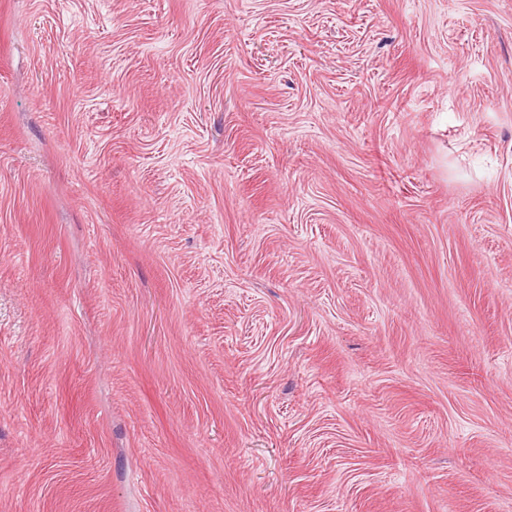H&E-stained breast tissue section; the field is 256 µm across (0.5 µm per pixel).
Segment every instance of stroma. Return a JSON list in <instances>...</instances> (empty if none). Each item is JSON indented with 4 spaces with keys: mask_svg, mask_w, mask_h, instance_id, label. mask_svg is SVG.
<instances>
[{
    "mask_svg": "<svg viewBox=\"0 0 512 512\" xmlns=\"http://www.w3.org/2000/svg\"><path fill=\"white\" fill-rule=\"evenodd\" d=\"M0 512H512V0H0Z\"/></svg>",
    "mask_w": 512,
    "mask_h": 512,
    "instance_id": "obj_1",
    "label": "stroma"
}]
</instances>
